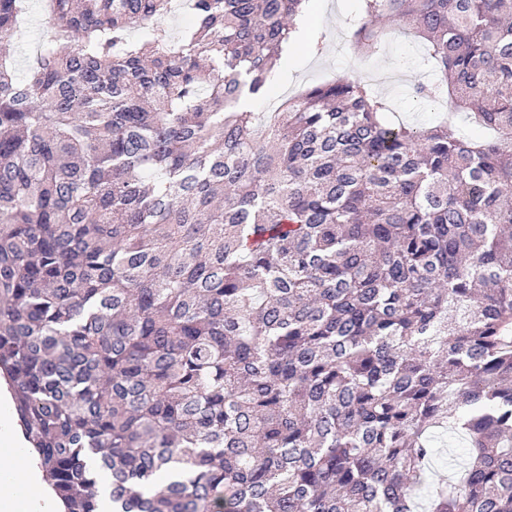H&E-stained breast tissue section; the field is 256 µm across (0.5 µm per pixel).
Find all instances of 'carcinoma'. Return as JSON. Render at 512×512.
<instances>
[{"label":"carcinoma","instance_id":"1","mask_svg":"<svg viewBox=\"0 0 512 512\" xmlns=\"http://www.w3.org/2000/svg\"><path fill=\"white\" fill-rule=\"evenodd\" d=\"M0 0V377L63 512H512V0H362L478 134L265 92L307 0ZM133 30L142 31L138 39ZM470 452L429 483L439 444ZM26 15L21 26L17 45L12 48L15 66L19 75L26 71L28 56L36 49L45 35L43 27L45 2L43 0H28Z\"/></svg>","mask_w":512,"mask_h":512}]
</instances>
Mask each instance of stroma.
<instances>
[{"label": "stroma", "instance_id": "obj_1", "mask_svg": "<svg viewBox=\"0 0 512 512\" xmlns=\"http://www.w3.org/2000/svg\"><path fill=\"white\" fill-rule=\"evenodd\" d=\"M44 12V0H27L25 20L12 49L18 72H25L28 56L45 35ZM360 18V0H319L314 9L313 27L326 37L325 53L318 56L305 44L295 45L281 68L282 81L272 85L269 98L254 99V111H275L288 97L337 73L371 83L391 105L395 120L427 125L446 117L447 104L427 103L411 95L415 84L429 79L421 62L422 48L413 34L396 26L387 27L381 51L367 57L347 36Z\"/></svg>", "mask_w": 512, "mask_h": 512}]
</instances>
